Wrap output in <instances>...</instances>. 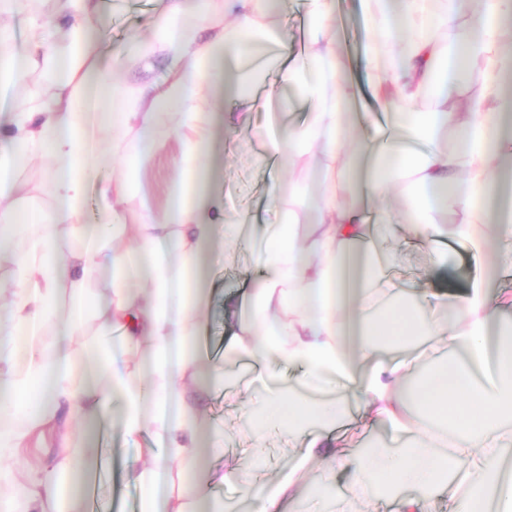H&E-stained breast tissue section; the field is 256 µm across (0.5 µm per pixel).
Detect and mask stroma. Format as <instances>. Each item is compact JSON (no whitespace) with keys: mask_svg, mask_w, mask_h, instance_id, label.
Segmentation results:
<instances>
[{"mask_svg":"<svg viewBox=\"0 0 512 512\" xmlns=\"http://www.w3.org/2000/svg\"><path fill=\"white\" fill-rule=\"evenodd\" d=\"M340 25L339 57L348 85L354 95L346 110L357 122L359 140L381 137L384 127L379 121L380 103L367 78L365 44L368 20L363 0H331ZM162 8L161 0H103L100 13L90 24L91 37L97 48V63L119 88H142L160 83L167 74L169 56L156 37L154 19ZM268 23L288 38V57L305 55L308 44L309 16L307 0H282L281 9ZM147 45L148 51L137 57L129 52L133 42ZM239 97H225L223 85H214L211 96L201 97L199 108L207 112L210 136L188 147L181 137L159 133L149 159L138 165L131 185L125 186L118 199V209L126 223H139L143 206L155 215H163L171 191L180 174V161L186 152H194L201 167L198 187L207 198L218 200L226 216L248 214L253 224L275 221L278 207L288 203V185L304 182L297 200L303 208H312L317 189L308 185L309 171L326 164L323 151L275 164L266 153L270 138L288 133L289 119H303L310 107L297 89L283 84L278 72L258 77L245 64L231 66ZM53 90L39 73L25 79L0 85V131L8 132L12 109L34 101L50 104ZM12 198L22 216L34 219L50 212L55 201L52 193V171L49 159L39 158L19 164L12 178ZM492 253L484 247L449 243L445 254L430 247L396 244L391 252L383 287L430 288L443 294L437 308L441 324H449L451 315L447 300L467 295L483 285L484 273L492 261ZM264 274L257 257L246 247H215L209 258L205 286L209 290L198 341L200 350L208 352L216 362L224 360V302L237 296L244 282H257ZM245 364L229 366L224 380L212 384L204 401L208 416L224 426V451L210 464L223 468L231 462L250 467L252 446L250 423L245 400L236 384V374L246 373ZM74 442L88 441L92 452L89 467L76 470L71 479L83 489H91L85 498L83 512H138L139 490L134 474L141 469L134 443L127 441L111 419H103L93 436H86L78 425H71ZM328 484L333 504L343 512H373L382 508L386 499L374 491L356 496L351 492L350 470L326 473L312 469L302 485L297 504L306 512L316 499V488Z\"/></svg>","mask_w":512,"mask_h":512,"instance_id":"obj_1","label":"stroma"}]
</instances>
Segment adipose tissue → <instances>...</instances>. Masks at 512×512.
I'll list each match as a JSON object with an SVG mask.
<instances>
[{"mask_svg": "<svg viewBox=\"0 0 512 512\" xmlns=\"http://www.w3.org/2000/svg\"><path fill=\"white\" fill-rule=\"evenodd\" d=\"M206 2L198 0L190 13L183 0H164L155 24L171 55L169 75L148 89L118 91L125 129L141 133L125 147L120 171L148 158L160 130L156 118L170 104L179 109L171 112L169 130L195 140L207 136L196 101L205 83L222 75L223 59L240 58L263 70L272 57L285 55L282 34L263 23L273 0H224L225 16L264 40V47L250 49L221 29L206 40L194 38ZM367 2L368 78L374 89L387 82L395 87L383 100L388 132L344 155L354 128L341 110L349 91L332 11L329 0H309L306 59L288 65L282 78L298 87L312 110L287 141L271 139L268 153L295 160L325 151L328 161L314 174L320 186L316 217L310 221L295 207H283L258 234L246 220L224 219L221 205L208 210L192 204L180 188L164 218L148 212L130 225L105 185L99 190L104 220L95 233L78 222L85 188L98 174L90 100L109 82L95 66L96 47L87 35L100 0H55L59 25L30 16L28 51L0 52V73L18 78L34 69L54 90L49 106L15 110L13 130L0 146V248L11 250L15 264L12 280H0L6 300L0 316V481L13 488L12 497L0 498V512H16L20 502L25 512H49L64 497L68 512H81V494L65 477L85 462V449L74 448L62 468L43 475L20 470L16 462L17 449L35 431L57 425L63 411L91 422L111 412L121 433L139 444L140 457L149 462L136 476L140 512H224L223 499L199 487L227 482L239 484L252 512H287L315 465L329 472L349 468L356 489L377 483L405 490L393 512H433L435 494L452 476L463 482L454 512H512V474L505 467L512 433L503 431L504 417H512V340L490 336L512 318V297L476 288L451 299L458 326L450 331L437 319L436 294L389 293L378 286L387 247L397 239L396 222L383 204L393 183L410 192L414 228L429 243L439 244L443 232L435 211L450 206L461 241L476 239L477 225L486 224L493 238L512 243V90L506 86L512 52L499 47L512 31V0H443L439 7L434 0ZM465 14L471 22L462 30L458 20ZM401 28L410 38L404 55L389 49ZM461 57L477 67L481 102L465 112L414 111L422 90L447 99L448 70ZM442 129L455 137L454 151L433 148ZM43 148L57 206L20 235L8 183L13 168ZM360 179L377 211L339 197V183ZM219 232L225 243L257 252L265 271L257 286L242 292L247 317L226 303V349L261 374L280 365L300 370L302 395L275 391L259 403L254 442L264 439L272 421L286 424L301 442L288 471L261 485L249 471L205 465L215 446L203 435L199 392L216 374L194 353L205 296L192 282L203 249ZM129 234L135 246L116 248L115 240ZM70 236L85 239V247L60 253L59 240ZM104 259L111 286L95 293L87 281ZM144 277L150 280L146 289L138 285ZM63 283L70 300L65 311L55 303ZM89 322L96 335L73 349ZM48 329L55 332L53 343L31 345L25 363H17L19 338L32 341ZM415 335L465 344L468 356L403 388L405 360L380 359L377 348ZM347 398L355 400L363 425L384 423L394 433L413 434L411 446L346 456L321 426L343 414Z\"/></svg>", "mask_w": 512, "mask_h": 512, "instance_id": "adipose-tissue-1", "label": "adipose tissue"}]
</instances>
